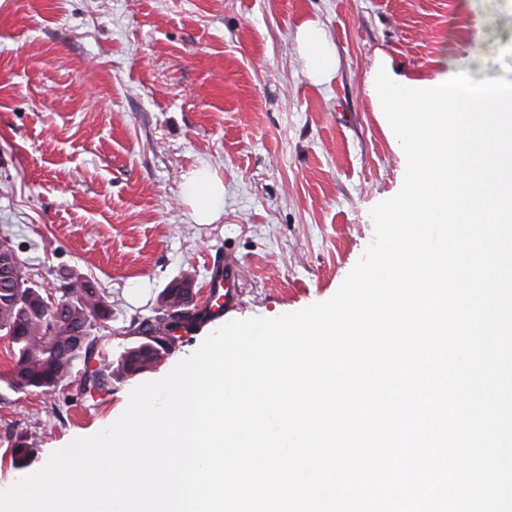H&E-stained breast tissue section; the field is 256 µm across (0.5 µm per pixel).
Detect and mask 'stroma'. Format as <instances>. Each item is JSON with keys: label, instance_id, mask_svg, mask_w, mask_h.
Listing matches in <instances>:
<instances>
[{"label": "stroma", "instance_id": "stroma-1", "mask_svg": "<svg viewBox=\"0 0 512 512\" xmlns=\"http://www.w3.org/2000/svg\"><path fill=\"white\" fill-rule=\"evenodd\" d=\"M310 18L339 55L321 86L295 43ZM379 50L409 70L445 53L474 80L512 81V0H0V233L30 281L102 288L112 314L92 333L113 359L171 284L206 304L227 265L237 294L152 369L93 393L0 382V489L107 429L127 393L224 323L334 296L374 239L370 209L404 179L364 93ZM202 166L224 182L212 224L194 223L184 193Z\"/></svg>", "mask_w": 512, "mask_h": 512}]
</instances>
